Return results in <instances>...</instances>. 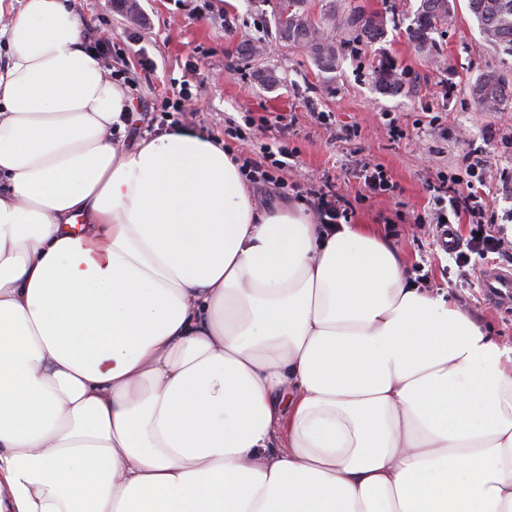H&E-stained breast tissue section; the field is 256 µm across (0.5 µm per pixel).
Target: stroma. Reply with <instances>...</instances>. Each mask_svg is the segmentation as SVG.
<instances>
[{
    "mask_svg": "<svg viewBox=\"0 0 512 512\" xmlns=\"http://www.w3.org/2000/svg\"><path fill=\"white\" fill-rule=\"evenodd\" d=\"M144 26L126 20L116 0H69L87 27L114 49L105 72H119L131 87L132 119L126 143L154 133L156 109L165 93L189 82L192 99L186 129L222 140L234 153L250 155L246 142L226 137L225 128L246 117L292 118L281 143L292 149L296 178L329 176L337 193L353 205L355 224L391 222L389 238L421 287L443 290L495 338L512 343V304L489 301L479 283L487 268L502 267L496 255L472 257L466 271L445 251L432 225H416L434 199L431 183L442 175H464L469 162L488 161L493 174L512 172V103L483 109L470 86L487 70L512 81V57L482 37L468 9L457 0L450 24L437 35L436 51L420 53L407 39L419 0H351L386 19V35L372 49L345 45L336 72H320L308 52L275 39L279 0H138ZM245 40L265 44L266 54L244 59ZM397 66L403 91L379 93L371 73L374 58ZM280 77L269 88L255 71ZM383 167L392 190L365 196L356 172L363 162Z\"/></svg>",
    "mask_w": 512,
    "mask_h": 512,
    "instance_id": "1",
    "label": "stroma"
}]
</instances>
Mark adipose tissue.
Here are the masks:
<instances>
[{
	"label": "adipose tissue",
	"instance_id": "ef3b65f1",
	"mask_svg": "<svg viewBox=\"0 0 512 512\" xmlns=\"http://www.w3.org/2000/svg\"><path fill=\"white\" fill-rule=\"evenodd\" d=\"M0 38V512H512V344L233 152L122 140L67 0Z\"/></svg>",
	"mask_w": 512,
	"mask_h": 512
}]
</instances>
